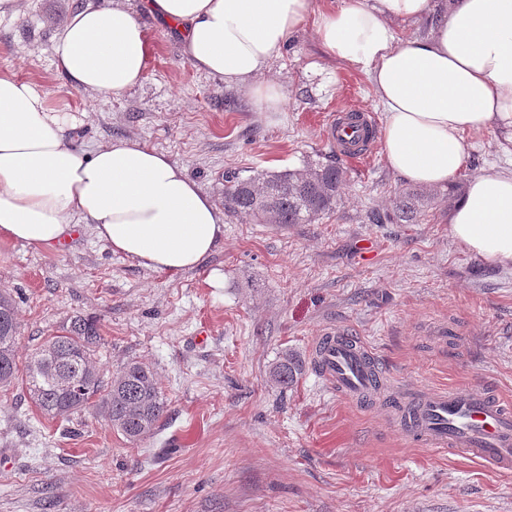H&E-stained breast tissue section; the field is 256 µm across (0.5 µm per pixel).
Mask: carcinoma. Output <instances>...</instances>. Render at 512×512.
Returning a JSON list of instances; mask_svg holds the SVG:
<instances>
[{
	"label": "carcinoma",
	"mask_w": 512,
	"mask_h": 512,
	"mask_svg": "<svg viewBox=\"0 0 512 512\" xmlns=\"http://www.w3.org/2000/svg\"><path fill=\"white\" fill-rule=\"evenodd\" d=\"M347 187L346 172L331 161H315L302 170L261 171L224 179V213L260 224H312L334 212ZM461 195L453 184L445 193L420 187L403 188L393 199V215L369 216L374 224L390 219L397 224H419L433 205L453 207ZM20 340L15 302L0 293V387L20 380L40 412L67 419L92 410L131 442L152 436L167 412L156 374L136 360L126 362L114 378H104L93 359L103 344L98 322L76 315L52 336L54 350L37 347L18 367ZM301 366L288 354L270 369L273 383L286 388L297 378Z\"/></svg>",
	"instance_id": "obj_1"
}]
</instances>
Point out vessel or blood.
Listing matches in <instances>:
<instances>
[{
  "label": "vessel or blood",
  "mask_w": 512,
  "mask_h": 512,
  "mask_svg": "<svg viewBox=\"0 0 512 512\" xmlns=\"http://www.w3.org/2000/svg\"><path fill=\"white\" fill-rule=\"evenodd\" d=\"M357 125V120L339 113L329 120L327 134L343 147ZM312 360L337 397L353 402L390 399L393 418L410 441L512 471V402L498 391L477 394L451 388L395 393L374 355L346 330L324 333L313 348Z\"/></svg>",
  "instance_id": "obj_1"
}]
</instances>
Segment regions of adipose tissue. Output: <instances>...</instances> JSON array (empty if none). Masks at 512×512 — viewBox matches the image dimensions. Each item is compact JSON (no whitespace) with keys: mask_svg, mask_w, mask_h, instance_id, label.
I'll use <instances>...</instances> for the list:
<instances>
[{"mask_svg":"<svg viewBox=\"0 0 512 512\" xmlns=\"http://www.w3.org/2000/svg\"><path fill=\"white\" fill-rule=\"evenodd\" d=\"M182 39L197 69L276 113L287 94L261 82L271 60L309 17L325 51L369 76L384 109L389 167L432 189L455 183L466 136L493 128L512 137V0H147ZM430 21L401 40L395 21ZM58 70L78 91L118 97L140 84L147 33L125 0H93L68 14L52 44ZM66 115L34 85L0 74V238L54 248L77 226L113 253L169 275L204 266L224 238V212L184 168L134 139L93 153L76 147ZM457 246L512 266V170L477 175L448 215Z\"/></svg>","mask_w":512,"mask_h":512,"instance_id":"ef3b65f1","label":"adipose tissue"}]
</instances>
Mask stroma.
Wrapping results in <instances>:
<instances>
[{
	"mask_svg": "<svg viewBox=\"0 0 512 512\" xmlns=\"http://www.w3.org/2000/svg\"><path fill=\"white\" fill-rule=\"evenodd\" d=\"M83 0H22L0 17V73L31 82L77 120V147L133 138L165 153L215 199L227 173L339 161L348 186L312 224L226 218L207 263L176 276L115 254L90 230L66 251L0 239V292L13 295L26 359L76 314L97 318L105 377L135 359L155 371L168 412L132 443L102 416L44 417L21 385L0 389V512H512V473L410 443L382 403L330 393L312 361L329 328L352 330L402 391L498 388L512 399V268L463 252L436 205L419 224H374L405 179L380 144L352 159L327 138L333 114L383 113L366 74L325 55L314 20L289 37L266 79L282 112H255L243 92L197 71L180 35L127 0L147 29L140 85L119 97L72 90L56 67L57 24ZM460 182L512 166L497 130L469 136ZM370 242L363 257L360 246ZM219 271L224 285L212 287ZM447 325L433 336L429 326ZM302 371L288 388L271 367ZM301 366L288 352L284 353L280 360L270 369L269 376L273 383L281 388H288L297 378Z\"/></svg>",
	"mask_w": 512,
	"mask_h": 512,
	"instance_id": "1",
	"label": "stroma"
}]
</instances>
